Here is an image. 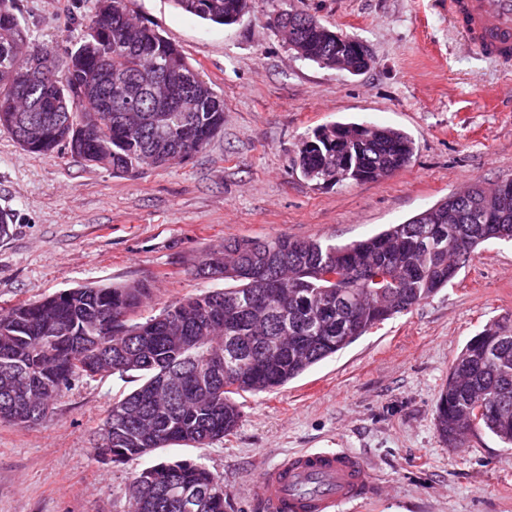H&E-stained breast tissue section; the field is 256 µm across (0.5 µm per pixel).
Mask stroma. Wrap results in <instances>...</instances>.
Returning <instances> with one entry per match:
<instances>
[{
  "mask_svg": "<svg viewBox=\"0 0 512 512\" xmlns=\"http://www.w3.org/2000/svg\"><path fill=\"white\" fill-rule=\"evenodd\" d=\"M29 40L64 53L97 0H16ZM174 43L224 101V125L189 159L117 175L72 157L23 150L0 129V308L85 284L146 282L142 316L212 288L194 267L229 237H318L344 244L401 224L456 190L512 176V74L465 49L440 0H251L221 26L172 0H127ZM304 13L371 50L359 75L296 57L268 23ZM398 128L415 142L407 167L379 181L323 185L302 174L319 126ZM512 317V241L491 239L442 288L284 387L240 397L233 435L157 449L126 464L98 460L97 432L127 376L82 377L39 425L0 422V512H126L134 472L160 460L202 463L227 512H258L260 472L288 454L345 448L376 485L343 512H512V448L491 434L449 451L436 401L464 345Z\"/></svg>",
  "mask_w": 512,
  "mask_h": 512,
  "instance_id": "obj_1",
  "label": "stroma"
}]
</instances>
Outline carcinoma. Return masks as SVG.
Listing matches in <instances>:
<instances>
[{
	"label": "carcinoma",
	"instance_id": "carcinoma-1",
	"mask_svg": "<svg viewBox=\"0 0 512 512\" xmlns=\"http://www.w3.org/2000/svg\"><path fill=\"white\" fill-rule=\"evenodd\" d=\"M176 8L232 25L249 0H172ZM126 0H97L78 47L58 55L32 46L15 0H0V101L24 100L25 111L0 105V128L24 150L59 148L85 162L125 173L157 150V74L194 88L196 112L164 113L163 152L183 159L224 125L218 97L182 52L157 30L124 20ZM274 12L270 24L294 38L298 57L336 65V32L310 16ZM41 80L28 78L33 63ZM52 120L38 144L22 135L30 116ZM414 142L403 131L332 123L302 143L298 166L324 184L383 180L406 166ZM348 169L336 172V157ZM501 223L512 240V210L445 197L403 224L348 244L318 238H226L207 248L197 274L227 285L138 317L145 283L85 285L0 311V422L37 425L57 396L80 377H135L139 386L112 405L105 424L112 444L95 446L112 462L138 460L158 448L195 446L233 434L237 397L274 391L345 349L385 320L436 294L472 260L484 228ZM222 356L207 389L192 356ZM445 445L463 447L466 433L487 431L512 447V321L472 337L456 357L436 404ZM176 483L200 495L199 512H224L227 495L204 466L161 461L132 477L128 512H180L163 496Z\"/></svg>",
	"mask_w": 512,
	"mask_h": 512
}]
</instances>
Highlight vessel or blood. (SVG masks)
Here are the masks:
<instances>
[{
    "label": "vessel or blood",
    "instance_id": "vessel-or-blood-1",
    "mask_svg": "<svg viewBox=\"0 0 512 512\" xmlns=\"http://www.w3.org/2000/svg\"><path fill=\"white\" fill-rule=\"evenodd\" d=\"M448 18L475 53L512 64V0H448ZM366 462L346 449L289 455L262 471L254 498L259 512H340L368 498Z\"/></svg>",
    "mask_w": 512,
    "mask_h": 512
}]
</instances>
